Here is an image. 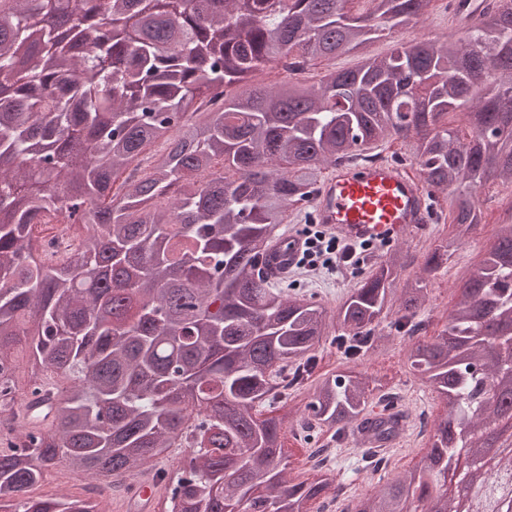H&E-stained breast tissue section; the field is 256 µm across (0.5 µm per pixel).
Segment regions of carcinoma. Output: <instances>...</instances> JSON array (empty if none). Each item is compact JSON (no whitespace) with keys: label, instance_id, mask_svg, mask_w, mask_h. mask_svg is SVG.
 Here are the masks:
<instances>
[{"label":"carcinoma","instance_id":"1","mask_svg":"<svg viewBox=\"0 0 512 512\" xmlns=\"http://www.w3.org/2000/svg\"><path fill=\"white\" fill-rule=\"evenodd\" d=\"M61 0H0V365L11 342L32 337L46 375H77L56 397L46 431L0 443V502L10 512H90L80 498L27 495L68 458L80 477L117 482L151 469L169 481L168 512H329L340 498L337 467L295 481L280 467L291 412L273 407L287 370L317 368L329 337L358 365L389 334L413 340L427 301L421 278L396 250L339 307L336 334L304 294L267 282L258 261L288 211L311 201L324 172L349 157L418 136L425 181L448 191L452 231L423 259L437 271L481 222L475 199L491 176L512 183V6L486 12L462 39L414 38L355 68L336 58L383 35L413 30L430 0H82L83 17L112 25L88 46L59 37ZM327 62L318 82L295 64ZM283 64L272 89L235 88ZM478 117L470 134L441 124ZM148 161L142 173L128 167ZM122 179V193L113 192ZM84 197L82 209L70 204ZM95 226L78 253L32 257L30 231L61 218ZM508 325L512 349V224L461 288L448 325L413 344L410 366L453 406L433 425L424 463L389 475V458L366 448L355 471L387 480L358 512H457L441 476L457 442L480 447L499 421L484 396L512 353L489 354L488 318ZM391 413L373 418L359 376L321 379L300 417L310 443L350 427L377 441L408 431L412 411L382 394ZM189 449L177 478L159 464Z\"/></svg>","mask_w":512,"mask_h":512}]
</instances>
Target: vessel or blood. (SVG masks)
I'll list each match as a JSON object with an SVG mask.
<instances>
[{
	"label": "vessel or blood",
	"instance_id": "b4317fda",
	"mask_svg": "<svg viewBox=\"0 0 512 512\" xmlns=\"http://www.w3.org/2000/svg\"><path fill=\"white\" fill-rule=\"evenodd\" d=\"M488 0H448V29L471 27L488 8ZM437 193L415 165L380 155L373 162L331 169L312 201V220L347 241L387 240L396 243L431 223ZM275 245L263 270L269 281L287 278L301 256L303 238L294 230L276 227ZM156 487L153 479L134 483L125 512H150Z\"/></svg>",
	"mask_w": 512,
	"mask_h": 512
}]
</instances>
